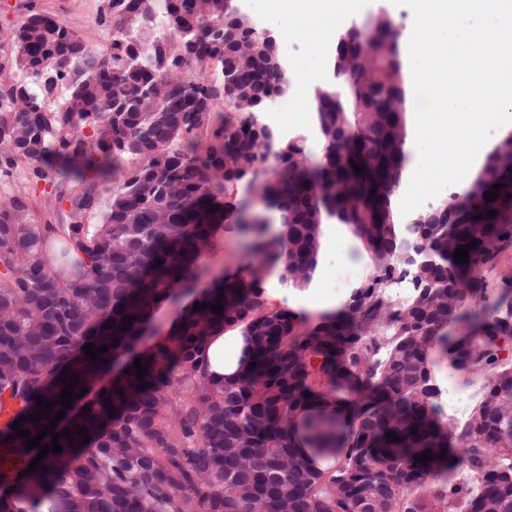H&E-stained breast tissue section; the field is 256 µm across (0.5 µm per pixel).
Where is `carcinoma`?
<instances>
[{"label": "carcinoma", "mask_w": 512, "mask_h": 512, "mask_svg": "<svg viewBox=\"0 0 512 512\" xmlns=\"http://www.w3.org/2000/svg\"><path fill=\"white\" fill-rule=\"evenodd\" d=\"M157 10L166 29L153 35ZM98 25L105 50L30 6L0 40V178L25 179L0 197V512H512V360L496 344L512 338V282L481 287L512 242V157L494 147L468 188L432 204L443 223L422 225L420 288L397 295L418 213L394 207L407 112L389 13L337 36L333 77L313 90V163L303 133L256 137L283 79L261 52L239 53L260 37L228 23L226 0H104ZM364 43L353 74L338 72ZM239 186L279 214L276 233L232 201ZM37 191L55 223L32 222ZM331 219L372 273L332 314L271 306L264 272L281 262V282L309 287ZM226 224L244 258L201 288L199 261ZM450 239L478 244L457 262ZM183 297L161 342L116 363ZM236 327L255 367L217 381L203 366L209 336ZM88 343L107 345V362ZM444 363L482 376L463 421L443 413ZM66 368L79 379L67 410ZM40 397L56 405L33 422ZM61 409L25 448L13 424L33 438ZM65 429L63 451L28 471ZM305 429L302 455L291 433Z\"/></svg>", "instance_id": "carcinoma-1"}]
</instances>
